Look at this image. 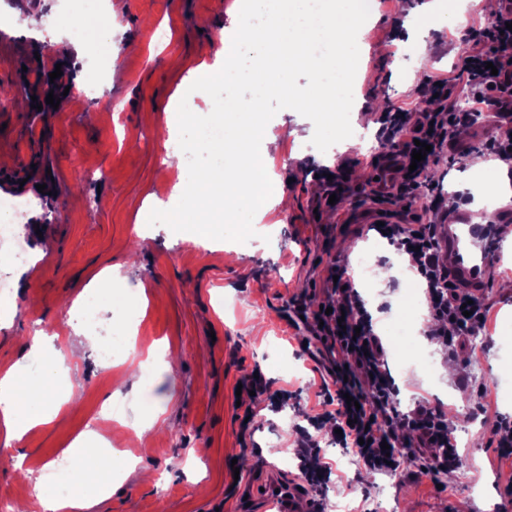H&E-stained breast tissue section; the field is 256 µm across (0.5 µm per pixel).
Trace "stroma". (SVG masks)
<instances>
[{
    "label": "stroma",
    "mask_w": 512,
    "mask_h": 512,
    "mask_svg": "<svg viewBox=\"0 0 512 512\" xmlns=\"http://www.w3.org/2000/svg\"><path fill=\"white\" fill-rule=\"evenodd\" d=\"M109 93L86 98L70 67H58L50 39L0 28V197L23 193L33 201L25 241L33 255L15 269L11 296L0 299V371L30 365L25 339L49 334L63 349V382L82 393L79 409L31 428L19 442L22 461L0 458V492L29 502L39 472L74 448L121 451L122 423L148 424L162 411L165 428L150 430L148 454L131 470L116 472L105 496H91L83 512H241L269 477L296 484L305 512H488L511 497L512 455H500L494 423L512 401L498 391L503 376L497 349L512 336V295L502 284L512 277V254L480 253L466 265L487 267L485 296L493 305L486 333L470 337V355L458 364L451 402L440 382L411 367L395 385L413 400L426 399L448 417L464 457L454 473H424L431 452L414 449V462L392 475L361 461L341 465L336 439L320 397L332 357L319 341L316 313L336 304L341 293L328 279L333 257L357 270L360 253L388 242L363 224L369 212L358 204L362 187L380 176L385 159L375 156L376 127L369 117L352 120L360 144L332 147L333 164L317 165L310 143L313 123L291 109L280 110L266 131L278 139L274 176L286 180L288 211L264 209L247 242L203 239L190 247L181 233L163 224L148 226L152 209L167 210L176 177L166 163L177 153L165 124V107H177L201 72L217 62L210 46L233 22L235 0H112ZM398 0L376 6L375 39L385 54L363 57L368 75L357 97L374 99L380 111L423 106L417 89L447 73L466 42L465 24L431 31L427 54L416 42L395 35ZM165 38H157L156 29ZM407 63L406 74L392 71ZM61 69L54 88L64 95L57 110L40 116L29 102L38 95L35 75ZM41 174L45 191L27 181ZM342 175L337 193L329 178ZM492 178L490 162L480 167L448 159L433 165L429 182L464 193L471 177ZM339 201H332V194ZM134 299L131 321L108 302L109 294ZM93 319L102 351L77 347L85 319ZM140 351L155 346L175 352L173 371L147 362L140 370L125 363L129 343ZM261 370L288 399L255 405L244 421L236 389ZM248 455H241L242 447ZM200 456H192V449ZM289 458L291 467L280 464ZM326 467L329 480L311 485L307 473Z\"/></svg>",
    "instance_id": "stroma-1"
}]
</instances>
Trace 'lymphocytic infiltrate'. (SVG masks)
<instances>
[{
	"mask_svg": "<svg viewBox=\"0 0 512 512\" xmlns=\"http://www.w3.org/2000/svg\"><path fill=\"white\" fill-rule=\"evenodd\" d=\"M465 39L471 45L467 55L459 57L448 75L429 77L421 91L426 105L413 113L401 107L382 113L381 142L396 149L400 181L396 195L415 199L427 179L431 165L455 147V134L478 121L488 126L486 136L476 145L459 150L458 160L477 156L485 160H512V0H501L494 18L482 25H469ZM464 93L466 106L455 102ZM431 150L425 159L413 162L417 142ZM437 222L409 224L387 223L379 234L412 255L419 274L426 282L428 309L436 321L434 330L448 347L461 338L485 330L489 316L486 303L464 288L453 267L441 265L439 253L446 240L437 233ZM330 271L342 288L344 301L324 316L322 341L348 358V365H337L329 419L342 434L340 447L352 449L371 469L393 472L399 466L397 454H386L381 443L386 440V415L393 408L394 381L384 361L381 341L374 331L372 318L347 276L343 260H334ZM354 405H347V398ZM405 426L417 436L419 447L433 449L430 471L459 467L462 463L455 437L444 414L427 402H419L403 415Z\"/></svg>",
	"mask_w": 512,
	"mask_h": 512,
	"instance_id": "f902f5d3",
	"label": "lymphocytic infiltrate"
}]
</instances>
